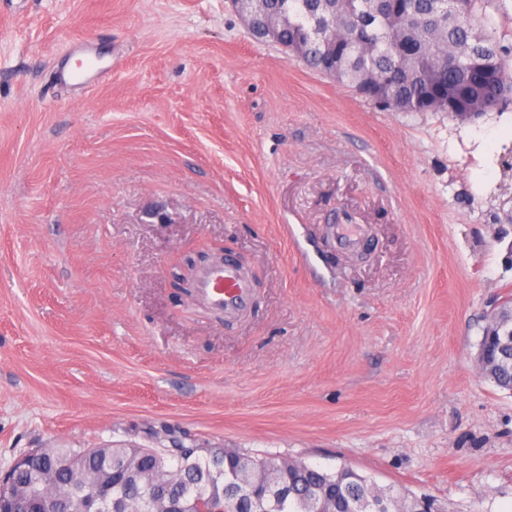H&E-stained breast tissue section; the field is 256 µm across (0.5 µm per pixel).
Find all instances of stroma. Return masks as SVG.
<instances>
[{"instance_id": "obj_1", "label": "stroma", "mask_w": 512, "mask_h": 512, "mask_svg": "<svg viewBox=\"0 0 512 512\" xmlns=\"http://www.w3.org/2000/svg\"><path fill=\"white\" fill-rule=\"evenodd\" d=\"M85 37L112 75L81 95L51 75ZM205 245L256 275L245 317L175 287ZM510 299L512 103L381 108L231 0H0V471L235 448L512 512V393L476 363ZM334 229L340 248L353 251H364L368 238L362 233L361 224H331Z\"/></svg>"}]
</instances>
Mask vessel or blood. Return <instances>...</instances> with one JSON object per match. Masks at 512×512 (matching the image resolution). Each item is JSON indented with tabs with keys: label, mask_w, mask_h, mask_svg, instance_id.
<instances>
[{
	"label": "vessel or blood",
	"mask_w": 512,
	"mask_h": 512,
	"mask_svg": "<svg viewBox=\"0 0 512 512\" xmlns=\"http://www.w3.org/2000/svg\"><path fill=\"white\" fill-rule=\"evenodd\" d=\"M104 72L97 57L84 53L77 65H65L55 73L58 84L90 88ZM334 231L340 248L353 251L365 250L367 237L358 224H338ZM198 298L214 313L224 317L245 314L253 302V286L249 277L233 258L223 263L200 269L196 274Z\"/></svg>",
	"instance_id": "vessel-or-blood-1"
}]
</instances>
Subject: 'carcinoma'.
<instances>
[{"mask_svg":"<svg viewBox=\"0 0 512 512\" xmlns=\"http://www.w3.org/2000/svg\"><path fill=\"white\" fill-rule=\"evenodd\" d=\"M493 0H259L256 17L282 20L275 42L308 69L394 112L475 117L512 100V70L485 7ZM485 379L512 391V347L487 333ZM288 495L272 499L274 489ZM27 499L33 512L81 499L104 512H162L182 498L192 512H409L389 490L351 468L323 469L281 455H222L216 448H42L1 498Z\"/></svg>","mask_w":512,"mask_h":512,"instance_id":"carcinoma-1","label":"carcinoma"}]
</instances>
